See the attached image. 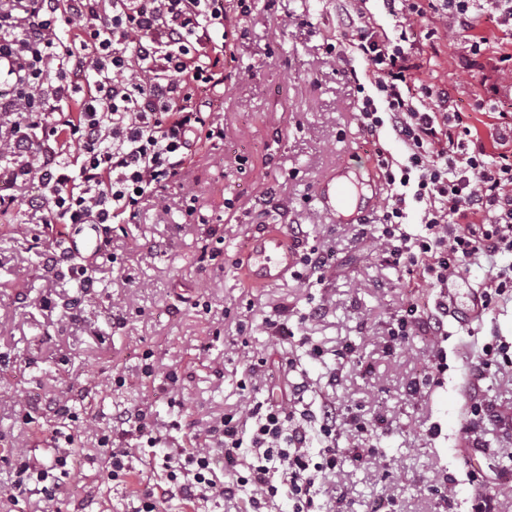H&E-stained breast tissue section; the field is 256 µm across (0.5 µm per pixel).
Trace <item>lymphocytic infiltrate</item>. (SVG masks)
Segmentation results:
<instances>
[{
	"label": "lymphocytic infiltrate",
	"mask_w": 512,
	"mask_h": 512,
	"mask_svg": "<svg viewBox=\"0 0 512 512\" xmlns=\"http://www.w3.org/2000/svg\"><path fill=\"white\" fill-rule=\"evenodd\" d=\"M366 0H336L337 31L344 75L363 74L358 126L372 137L390 136L400 155L381 151L378 168L386 192L376 239L394 266L419 281L444 288L480 258L493 259L476 294L478 310L512 297V113L498 111L493 97L476 112L456 110L444 86L420 77L424 53L440 44L419 45L412 18L451 16L470 43L463 64L476 69L484 37L476 22L490 14L505 38L496 47L499 64L512 63V0H381L396 20L393 32L378 27ZM248 0H0V67L12 82L9 111L18 118L0 135V184H39L29 209L46 212L70 228L131 224L145 203L164 208V190L179 182L196 154L223 138L214 102L224 93L228 51L246 32ZM71 37H62V25ZM363 71H356V64ZM494 121L485 142L476 115ZM77 146V157L68 149ZM420 222L407 230L410 209ZM448 300L433 311L408 309L388 330L392 343L421 332L442 341L447 335ZM308 378L274 400L212 419L186 446L163 457L159 480L146 485L141 512H156L172 493L185 500L238 501L244 512H275L287 499L290 512H335L341 499L328 478L344 456L379 460L366 447L370 422L317 395L305 402ZM122 438L139 447L160 445L163 434L147 406L119 412ZM347 436L351 453L337 444ZM73 437L51 441L41 458L15 452L8 465L14 479L0 486V512H18L34 502L35 512H53L64 493L56 479L66 471ZM223 456L225 477L215 458Z\"/></svg>",
	"instance_id": "lymphocytic-infiltrate-1"
}]
</instances>
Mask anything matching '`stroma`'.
I'll list each match as a JSON object with an SVG mask.
<instances>
[{
	"label": "stroma",
	"mask_w": 512,
	"mask_h": 512,
	"mask_svg": "<svg viewBox=\"0 0 512 512\" xmlns=\"http://www.w3.org/2000/svg\"><path fill=\"white\" fill-rule=\"evenodd\" d=\"M307 25H297L298 16ZM437 29L441 53L425 63L420 77L448 85L460 111H471L481 84H494L512 98V72L486 62L482 71L461 65L467 40L452 21L419 20L414 31ZM332 0H254L246 39L237 42L236 61L215 104L224 120L222 141L194 157L182 185L166 190L168 212L145 205L139 220L113 229L110 260L96 270L98 288L72 314L64 309L77 284L45 262L36 238L48 236L37 215L17 208L0 214V445L47 455L49 431L75 435L76 447L60 480L65 494L58 512H139L138 489L159 472L133 457L130 473L110 480L96 459L98 441L112 434L117 411L151 404L166 431L155 458L186 444L189 423L240 410L253 398H277L279 364L300 356L314 390L340 408L385 419L371 442L383 454L381 466L344 464L335 482L348 493V512H373V504L395 497L399 512H468L473 492L512 512L507 453L512 452V371L469 383L486 343L512 344V298L480 315L472 298L488 276L475 264L449 284L456 305L468 312L449 320L448 369L421 394L412 382L424 379L433 360L429 337L389 343L392 319L412 305L432 309L440 289L417 283L390 265L374 241L362 238L358 222L327 217L315 200L317 184L341 165L360 179L362 198L370 186L378 149L399 153L390 140L374 142L358 127V94L328 53L336 41ZM194 208L191 223L182 213ZM274 227L294 236L299 252L329 249L334 260L324 282L288 273L269 286L251 285L241 266L248 241ZM223 244H216V237ZM164 242L152 250L153 242ZM216 247L202 259L203 247ZM328 312L301 323L317 303ZM125 325L113 327V315ZM284 315L289 333L272 335L266 319ZM319 345L324 358L301 357V338ZM352 348L351 358L338 354ZM157 370L143 377L145 352ZM264 359L269 374L255 391L241 388L248 361ZM176 371L174 391L165 376ZM338 380H331V372ZM125 384L115 387L113 375ZM66 401L70 418L49 413V399ZM485 416L474 423L473 440L462 432L472 402ZM31 414L32 424L22 422ZM440 425L433 438L428 430ZM476 469L490 480L468 484ZM454 486V507L441 493Z\"/></svg>",
	"instance_id": "35a3bbf8"
}]
</instances>
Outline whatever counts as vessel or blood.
<instances>
[{
	"label": "vessel or blood",
	"mask_w": 512,
	"mask_h": 512,
	"mask_svg": "<svg viewBox=\"0 0 512 512\" xmlns=\"http://www.w3.org/2000/svg\"><path fill=\"white\" fill-rule=\"evenodd\" d=\"M352 181L347 173H334L316 188V200L327 216L340 215L350 202ZM72 250H93L99 245V233L95 225H81L78 236L69 237ZM246 271L256 282L271 285L281 281L297 263V253L287 237L270 233L251 240L247 254Z\"/></svg>",
	"instance_id": "obj_1"
}]
</instances>
